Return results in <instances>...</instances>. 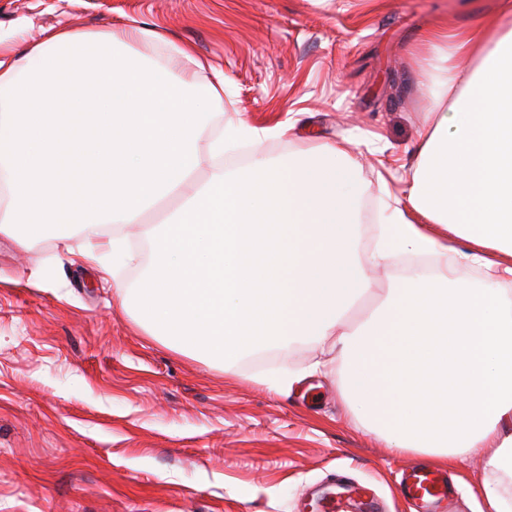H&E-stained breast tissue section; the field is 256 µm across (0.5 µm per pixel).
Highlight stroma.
Returning a JSON list of instances; mask_svg holds the SVG:
<instances>
[{
	"instance_id": "stroma-1",
	"label": "stroma",
	"mask_w": 512,
	"mask_h": 512,
	"mask_svg": "<svg viewBox=\"0 0 512 512\" xmlns=\"http://www.w3.org/2000/svg\"><path fill=\"white\" fill-rule=\"evenodd\" d=\"M495 0H0V46L22 53L49 34L162 35L135 49L183 73L190 46L224 78L211 123L295 122L261 146L274 160L303 140L381 135L408 161L428 101L415 77L421 29L469 23ZM363 152L358 249L384 212L378 160ZM79 228L0 234V512H298L336 493L338 475L369 486L374 512H414L398 492L419 455L388 448L340 394L337 351L309 340L241 356L231 367L172 349L142 329L131 301L80 256ZM371 269L356 325L400 278ZM301 373L292 388L275 383ZM448 512H478L479 458L448 471Z\"/></svg>"
}]
</instances>
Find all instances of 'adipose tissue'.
<instances>
[{"label":"adipose tissue","instance_id":"obj_1","mask_svg":"<svg viewBox=\"0 0 512 512\" xmlns=\"http://www.w3.org/2000/svg\"><path fill=\"white\" fill-rule=\"evenodd\" d=\"M106 32L63 31L21 55H0V233L74 224L82 256L98 264L137 259L125 238L98 253L102 224H142L151 270L135 290L145 326L179 347L224 364L243 341L301 338L339 346L349 362L347 392L357 420L382 431L390 448L451 465L481 452L486 471L512 476V0L468 27L429 23L415 76L429 101L410 164L379 176L388 198L379 241L361 260L351 140L310 141L298 157L269 162L257 147L292 124L244 120L208 133L209 104L196 97L205 64L178 76ZM43 102L40 119L28 111ZM254 145L249 165L212 171L215 158ZM26 177L16 181L17 166ZM212 174L198 182L204 169ZM177 197L178 211L143 225L146 211ZM449 228L466 248L429 227ZM402 254L439 266L396 283L359 325L348 311L370 293L363 264ZM483 268L485 287L458 269ZM449 391L451 431L425 442L419 383Z\"/></svg>","mask_w":512,"mask_h":512}]
</instances>
